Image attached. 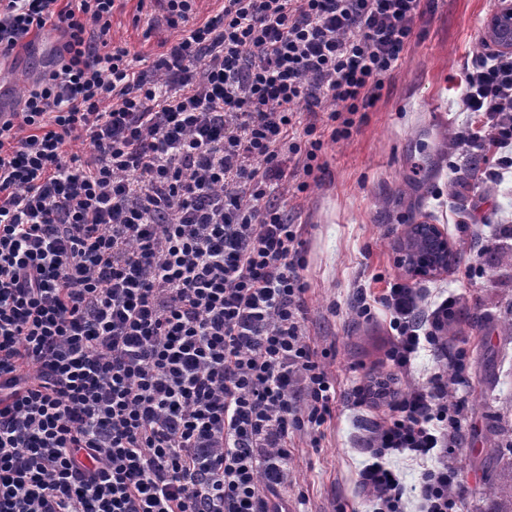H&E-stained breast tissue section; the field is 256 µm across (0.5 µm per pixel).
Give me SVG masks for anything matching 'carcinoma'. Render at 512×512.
<instances>
[{"instance_id":"obj_1","label":"carcinoma","mask_w":512,"mask_h":512,"mask_svg":"<svg viewBox=\"0 0 512 512\" xmlns=\"http://www.w3.org/2000/svg\"><path fill=\"white\" fill-rule=\"evenodd\" d=\"M486 451L465 461V465L487 472L495 470L493 479L475 489L479 498L488 502L485 512H512V434L502 426L487 430Z\"/></svg>"}]
</instances>
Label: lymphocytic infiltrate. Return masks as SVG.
<instances>
[{
    "label": "lymphocytic infiltrate",
    "mask_w": 512,
    "mask_h": 512,
    "mask_svg": "<svg viewBox=\"0 0 512 512\" xmlns=\"http://www.w3.org/2000/svg\"><path fill=\"white\" fill-rule=\"evenodd\" d=\"M116 2L0 0V61L62 37L0 121V512H288V447L337 390L277 200L358 131L435 0H224L202 22L195 0H162L178 36L148 66L113 39ZM461 103L459 140L500 180L512 52L472 59ZM423 302L399 281L359 299L392 335L349 394L388 410L356 478L372 512H460L464 353L398 387L460 299ZM400 459L421 463L414 486Z\"/></svg>",
    "instance_id": "1"
}]
</instances>
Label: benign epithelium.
Returning a JSON list of instances; mask_svg holds the SVG:
<instances>
[{
  "label": "benign epithelium",
  "instance_id": "7a95c632",
  "mask_svg": "<svg viewBox=\"0 0 512 512\" xmlns=\"http://www.w3.org/2000/svg\"><path fill=\"white\" fill-rule=\"evenodd\" d=\"M488 36L494 46L512 51V5L502 4L493 18ZM399 260L413 278L434 277L448 270L453 248L448 236L436 224H409L396 237ZM416 252L418 260L410 263L407 255Z\"/></svg>",
  "mask_w": 512,
  "mask_h": 512
}]
</instances>
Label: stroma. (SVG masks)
Wrapping results in <instances>:
<instances>
[{
	"label": "stroma",
	"instance_id": "obj_1",
	"mask_svg": "<svg viewBox=\"0 0 512 512\" xmlns=\"http://www.w3.org/2000/svg\"><path fill=\"white\" fill-rule=\"evenodd\" d=\"M498 0H437L416 28L412 48L390 80L388 95L367 112L357 133L327 143L317 183L284 199L289 217L303 229L310 285L308 336L327 351L326 367L340 396L336 415L321 441L295 435L281 494L296 512H367L355 484L364 460L358 450L367 424L384 408L356 407L351 387L378 367L390 341L383 316L360 318L354 308L361 290L380 292L405 280L393 249L407 224H435L462 254L447 273L416 280L430 297L461 298L459 334L447 353L467 352V387L483 385L499 420L512 415V339L480 330L512 314V174L493 182L488 194L460 182L467 157L450 150L470 115L459 83L468 62L484 50L481 29L498 11ZM159 0H124L112 16V36L155 57L173 31L150 29ZM49 66L40 53L19 50L5 61L16 95ZM472 277H464L467 265Z\"/></svg>",
	"mask_w": 512,
	"mask_h": 512
}]
</instances>
